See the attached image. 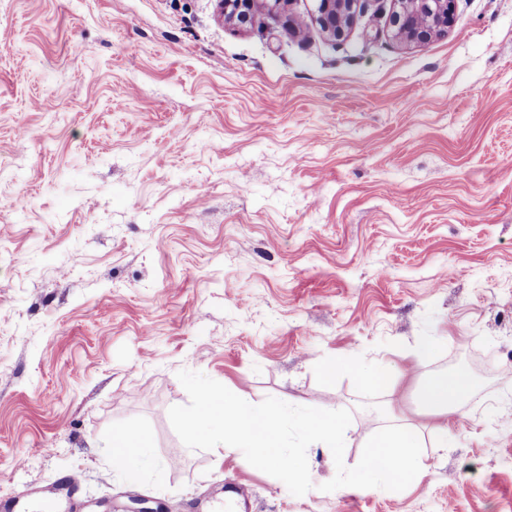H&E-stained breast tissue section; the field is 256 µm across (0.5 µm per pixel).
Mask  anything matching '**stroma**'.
Wrapping results in <instances>:
<instances>
[{
    "mask_svg": "<svg viewBox=\"0 0 512 512\" xmlns=\"http://www.w3.org/2000/svg\"><path fill=\"white\" fill-rule=\"evenodd\" d=\"M315 7L286 5L296 34L264 11L225 24L220 0H0V501L76 472L88 512H193L230 484L248 512H512V0H457L410 48L383 23L328 41ZM330 357L398 373L329 383ZM459 366L476 389L442 448L412 393ZM183 369L349 410V467L398 415L430 468L324 492L312 445L294 496L182 443ZM116 428L161 472L128 483Z\"/></svg>",
    "mask_w": 512,
    "mask_h": 512,
    "instance_id": "obj_1",
    "label": "stroma"
}]
</instances>
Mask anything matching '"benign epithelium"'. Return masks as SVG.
<instances>
[{
  "instance_id": "benign-epithelium-1",
  "label": "benign epithelium",
  "mask_w": 512,
  "mask_h": 512,
  "mask_svg": "<svg viewBox=\"0 0 512 512\" xmlns=\"http://www.w3.org/2000/svg\"><path fill=\"white\" fill-rule=\"evenodd\" d=\"M276 10L281 0H222L224 20L245 24L256 4ZM359 0H316L315 21L324 34L334 40L345 37L358 21ZM389 26L392 36L406 45L425 46L444 34L455 21L456 0H389Z\"/></svg>"
}]
</instances>
